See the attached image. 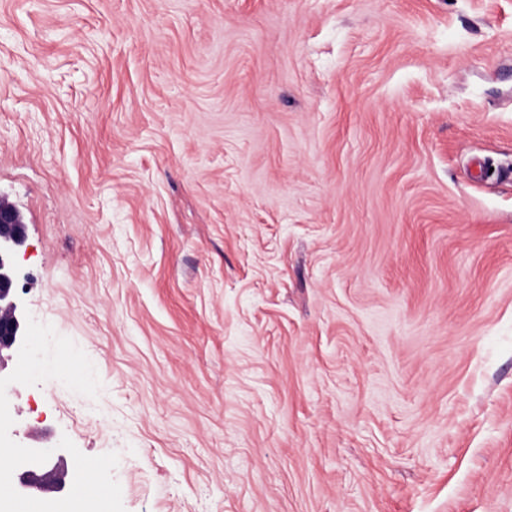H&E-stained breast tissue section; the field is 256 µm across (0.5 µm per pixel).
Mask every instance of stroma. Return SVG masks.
<instances>
[{"label": "stroma", "mask_w": 512, "mask_h": 512, "mask_svg": "<svg viewBox=\"0 0 512 512\" xmlns=\"http://www.w3.org/2000/svg\"><path fill=\"white\" fill-rule=\"evenodd\" d=\"M512 0H0L25 311L125 512H512Z\"/></svg>", "instance_id": "obj_1"}]
</instances>
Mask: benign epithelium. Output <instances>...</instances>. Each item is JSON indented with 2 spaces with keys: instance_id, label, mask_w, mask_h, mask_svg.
I'll use <instances>...</instances> for the list:
<instances>
[{
  "instance_id": "1",
  "label": "benign epithelium",
  "mask_w": 512,
  "mask_h": 512,
  "mask_svg": "<svg viewBox=\"0 0 512 512\" xmlns=\"http://www.w3.org/2000/svg\"><path fill=\"white\" fill-rule=\"evenodd\" d=\"M24 239L20 212L0 198V367L4 365L5 354L15 349L23 336V312L15 292L13 255ZM66 477L67 472L45 462L38 470L24 471L20 475V484L24 488L46 491L60 488Z\"/></svg>"
}]
</instances>
